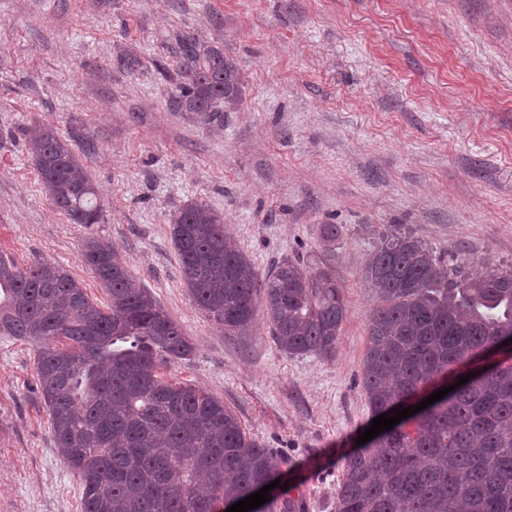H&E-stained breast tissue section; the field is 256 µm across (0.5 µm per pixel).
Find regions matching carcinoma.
<instances>
[{"label":"carcinoma","mask_w":512,"mask_h":512,"mask_svg":"<svg viewBox=\"0 0 512 512\" xmlns=\"http://www.w3.org/2000/svg\"><path fill=\"white\" fill-rule=\"evenodd\" d=\"M174 54L179 110L238 105L239 69L223 48L182 35ZM29 153L70 223L103 221L82 160L55 128L35 131ZM171 224L184 283L225 335H249L262 314L282 352L334 356L347 314L334 269L285 259L259 274L202 200L180 206ZM83 258L109 296L105 310L63 266L22 267L0 254V336L36 345L37 394L82 485V512H215L281 477L290 458L247 436L223 401L163 378L194 348L112 247L89 238ZM364 276L378 295L362 365L373 418L456 384L460 366L512 339L511 267L445 276L432 249L390 229ZM264 512L307 505L276 494ZM336 512H512V362L475 371L347 455Z\"/></svg>","instance_id":"carcinoma-1"}]
</instances>
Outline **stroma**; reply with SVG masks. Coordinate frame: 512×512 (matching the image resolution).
<instances>
[{"mask_svg":"<svg viewBox=\"0 0 512 512\" xmlns=\"http://www.w3.org/2000/svg\"><path fill=\"white\" fill-rule=\"evenodd\" d=\"M183 34L219 42L243 79L210 125L172 106ZM126 51L139 67H120ZM44 125L92 144L103 223L52 205L28 151ZM191 199L259 272L332 266L348 307L333 359L285 354L262 318L247 339L225 335L198 309L170 224ZM388 228L471 275L512 267V0H0V254L62 265L103 304L81 249L109 242L195 348L168 379L288 455L282 480L308 512H335L343 458L371 423L360 379L377 295L362 269ZM35 357L0 336V512H81Z\"/></svg>","mask_w":512,"mask_h":512,"instance_id":"stroma-1","label":"stroma"}]
</instances>
